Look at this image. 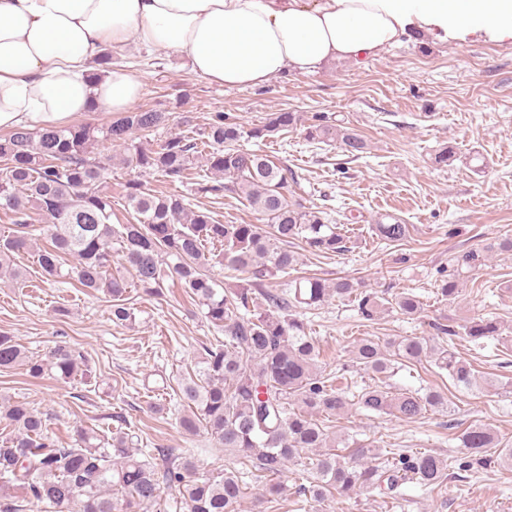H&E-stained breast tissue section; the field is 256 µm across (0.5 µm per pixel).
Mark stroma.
<instances>
[{"label": "stroma", "instance_id": "obj_1", "mask_svg": "<svg viewBox=\"0 0 512 512\" xmlns=\"http://www.w3.org/2000/svg\"><path fill=\"white\" fill-rule=\"evenodd\" d=\"M143 83L137 103L167 113V126L140 133L158 144L221 112L245 128L261 125L271 112L298 113L296 129L270 137L242 138L240 148L268 155L292 170L294 200L348 224L354 235L342 255L314 254L295 245L297 273L335 281L348 278L361 288L391 296L411 292L423 310L410 319L398 312L362 320L353 306L329 298L303 318L321 347L326 369L350 363L353 341L386 342L404 336H433L434 323L459 325L490 317L499 336L483 347L456 340L458 353L485 380L481 390L456 386L430 362L402 367L399 388L444 391L447 412L429 410L413 421L374 415L356 408L336 420V435L366 440L391 453L424 450L444 458L460 456L458 436L467 427L490 428L501 446L512 447V254L496 243L512 237V41L492 42L474 34L441 42L408 36L361 64L330 63L311 74L285 71L257 87H224L198 76L183 57L129 47L114 53ZM321 112L350 127L367 143L351 159L336 143L307 141L303 123ZM453 147L456 158L436 164V153ZM111 160L104 190L112 210L127 221L123 185L131 172L120 162L121 147L96 148ZM191 209H208L225 224H253L258 215L232 194H187ZM398 218L409 235L400 242L377 240L372 224ZM474 249L486 252L484 266L461 285L455 301L437 291L449 257ZM23 282L0 277V331L39 358L67 342L80 350L92 370L90 382L54 376L29 377L20 367L0 370V394L53 413L49 433L70 445L76 427L111 438L129 433L134 447L197 451L200 471L238 467L233 455L216 448L206 431L186 434L171 398L184 376L195 370L203 346L216 332L180 288L147 296L129 288L132 324L113 323L103 294L77 288L72 279H46L33 253L17 256ZM396 502L376 489H357L326 502L323 512H512V470L491 467L477 474L451 469L442 487L410 482Z\"/></svg>", "mask_w": 512, "mask_h": 512}]
</instances>
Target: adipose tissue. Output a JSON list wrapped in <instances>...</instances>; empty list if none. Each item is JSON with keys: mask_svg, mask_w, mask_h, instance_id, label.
I'll return each mask as SVG.
<instances>
[{"mask_svg": "<svg viewBox=\"0 0 512 512\" xmlns=\"http://www.w3.org/2000/svg\"><path fill=\"white\" fill-rule=\"evenodd\" d=\"M411 31L512 39V0H0V131L132 111L142 82L97 70L109 49L172 52L209 81L254 87L364 62Z\"/></svg>", "mask_w": 512, "mask_h": 512, "instance_id": "adipose-tissue-1", "label": "adipose tissue"}]
</instances>
